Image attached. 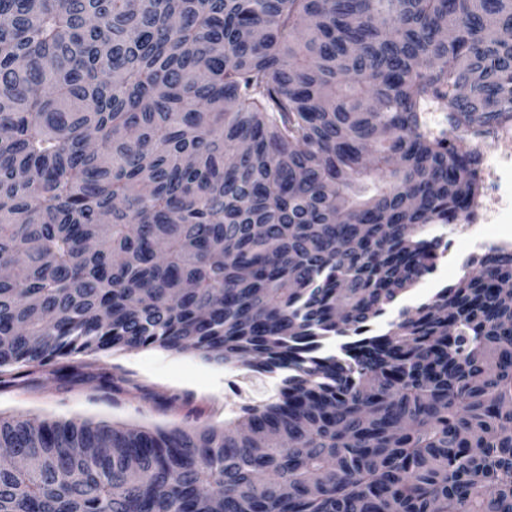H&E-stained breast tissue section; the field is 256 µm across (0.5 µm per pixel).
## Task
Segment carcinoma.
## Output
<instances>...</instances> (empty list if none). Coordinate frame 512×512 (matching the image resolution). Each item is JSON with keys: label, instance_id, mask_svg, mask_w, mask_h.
Listing matches in <instances>:
<instances>
[{"label": "carcinoma", "instance_id": "1", "mask_svg": "<svg viewBox=\"0 0 512 512\" xmlns=\"http://www.w3.org/2000/svg\"><path fill=\"white\" fill-rule=\"evenodd\" d=\"M508 121L512 0H0V374L288 371L221 428L0 416V512H512V249L370 333Z\"/></svg>", "mask_w": 512, "mask_h": 512}]
</instances>
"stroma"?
I'll return each mask as SVG.
<instances>
[{
    "instance_id": "stroma-1",
    "label": "stroma",
    "mask_w": 512,
    "mask_h": 512,
    "mask_svg": "<svg viewBox=\"0 0 512 512\" xmlns=\"http://www.w3.org/2000/svg\"><path fill=\"white\" fill-rule=\"evenodd\" d=\"M477 147L483 164L492 165L496 173L500 202L473 230L489 247L512 249V165L502 161L495 136L478 139ZM468 240L465 234L453 236L451 259L438 261L435 270L404 295L403 305L419 304L454 286L467 271ZM70 363L94 375L107 373L114 383H66L40 369L0 383V414L87 418L147 428L220 427L238 417L243 406L275 401L284 377L280 371L216 364L197 353L160 348L79 354Z\"/></svg>"
}]
</instances>
